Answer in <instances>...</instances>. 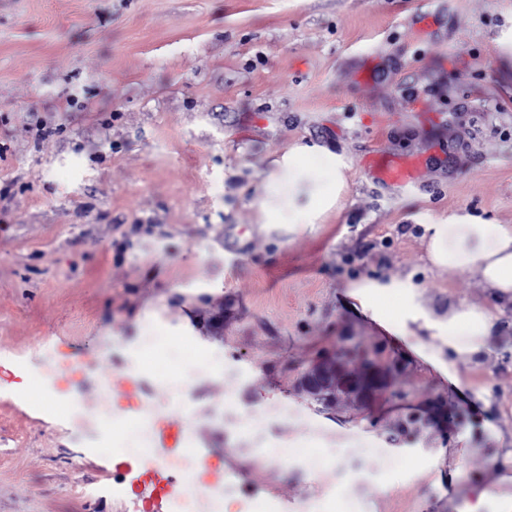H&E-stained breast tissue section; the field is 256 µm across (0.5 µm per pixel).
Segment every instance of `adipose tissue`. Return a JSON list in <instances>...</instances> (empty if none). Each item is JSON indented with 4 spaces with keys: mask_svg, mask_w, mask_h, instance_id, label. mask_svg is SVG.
<instances>
[{
    "mask_svg": "<svg viewBox=\"0 0 512 512\" xmlns=\"http://www.w3.org/2000/svg\"><path fill=\"white\" fill-rule=\"evenodd\" d=\"M349 161L324 145L297 144L276 157L255 184L251 206L263 230L287 227L297 234L323 223L348 188ZM425 259L436 272L476 274L488 296L512 303V225L485 224L470 214L423 224ZM347 295L372 320L402 336L428 334L436 346L425 359L445 377L457 361H477L490 352L496 315L482 306H452L441 315L422 305L412 278H360Z\"/></svg>",
    "mask_w": 512,
    "mask_h": 512,
    "instance_id": "ef3b65f1",
    "label": "adipose tissue"
}]
</instances>
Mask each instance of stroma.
Wrapping results in <instances>:
<instances>
[{
    "label": "stroma",
    "mask_w": 512,
    "mask_h": 512,
    "mask_svg": "<svg viewBox=\"0 0 512 512\" xmlns=\"http://www.w3.org/2000/svg\"><path fill=\"white\" fill-rule=\"evenodd\" d=\"M512 0H0V512H170L148 464L29 389L55 356L137 374L167 401L152 451L206 452L249 512H453V475L512 492V305L479 278L425 270L421 221L512 224ZM346 154L348 190L314 232L261 231L257 177L295 143ZM410 165L408 185L382 176ZM414 275L426 310L499 317L455 392L355 313L348 281ZM221 365L169 401L127 362L139 330ZM350 354L391 392L324 410L295 388ZM231 403L237 428L218 411ZM364 449L340 476L330 446ZM102 497H80L87 486Z\"/></svg>",
    "instance_id": "35a3bbf8"
}]
</instances>
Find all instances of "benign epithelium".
<instances>
[{
  "mask_svg": "<svg viewBox=\"0 0 512 512\" xmlns=\"http://www.w3.org/2000/svg\"><path fill=\"white\" fill-rule=\"evenodd\" d=\"M296 387L321 408L332 409L345 398L366 407L387 392L388 383L384 371L374 364L354 373L345 361L331 357L301 373Z\"/></svg>",
  "mask_w": 512,
  "mask_h": 512,
  "instance_id": "7a95c632",
  "label": "benign epithelium"
}]
</instances>
